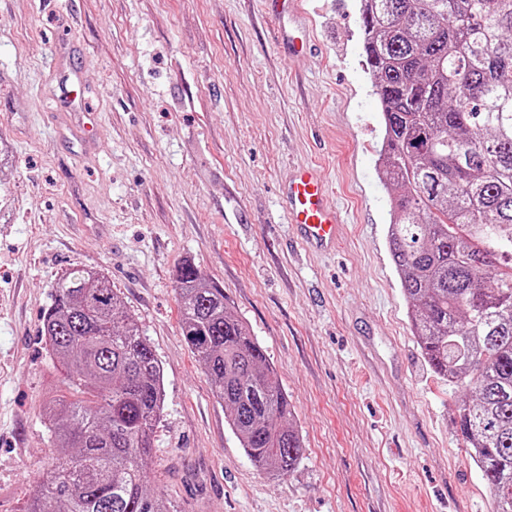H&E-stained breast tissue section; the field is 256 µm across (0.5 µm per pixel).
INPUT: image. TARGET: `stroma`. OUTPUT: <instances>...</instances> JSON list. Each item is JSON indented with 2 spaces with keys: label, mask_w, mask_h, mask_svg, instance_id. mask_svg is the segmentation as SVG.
Masks as SVG:
<instances>
[{
  "label": "stroma",
  "mask_w": 512,
  "mask_h": 512,
  "mask_svg": "<svg viewBox=\"0 0 512 512\" xmlns=\"http://www.w3.org/2000/svg\"><path fill=\"white\" fill-rule=\"evenodd\" d=\"M298 2L304 56L263 0H0V512H27L56 454L42 407L66 370L42 317L76 265L109 278L159 360L150 488L168 512H487L460 396L425 362L390 256L359 0ZM301 163L344 222L326 255L283 208ZM187 260L288 395L290 477L250 460L185 341Z\"/></svg>",
  "instance_id": "35a3bbf8"
}]
</instances>
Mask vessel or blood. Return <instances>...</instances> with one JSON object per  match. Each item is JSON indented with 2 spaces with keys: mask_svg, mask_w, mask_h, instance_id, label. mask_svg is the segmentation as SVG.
I'll return each mask as SVG.
<instances>
[{
  "mask_svg": "<svg viewBox=\"0 0 512 512\" xmlns=\"http://www.w3.org/2000/svg\"><path fill=\"white\" fill-rule=\"evenodd\" d=\"M288 222L311 251L332 249L340 235V219L329 200L322 175L313 167L295 168L286 187Z\"/></svg>",
  "mask_w": 512,
  "mask_h": 512,
  "instance_id": "b4317fda",
  "label": "vessel or blood"
}]
</instances>
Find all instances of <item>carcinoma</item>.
I'll return each mask as SVG.
<instances>
[{"mask_svg": "<svg viewBox=\"0 0 512 512\" xmlns=\"http://www.w3.org/2000/svg\"><path fill=\"white\" fill-rule=\"evenodd\" d=\"M384 114L392 261L423 358L464 393L455 419L512 512V0H361ZM183 336L251 460L285 478L303 445L262 347L190 261L176 273ZM42 335L68 367L45 425L58 450L28 512H167L148 491L163 373L108 277L69 269Z\"/></svg>", "mask_w": 512, "mask_h": 512, "instance_id": "1", "label": "carcinoma"}]
</instances>
